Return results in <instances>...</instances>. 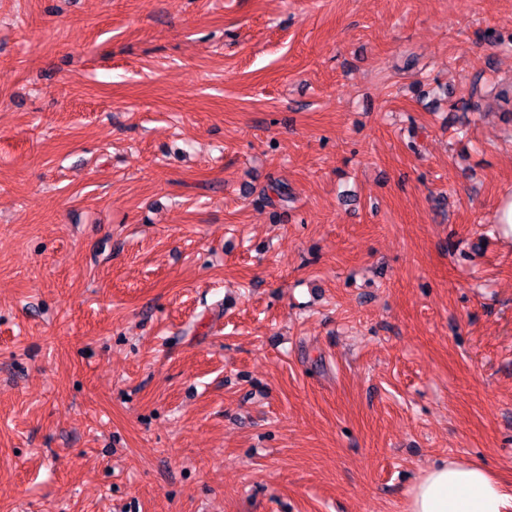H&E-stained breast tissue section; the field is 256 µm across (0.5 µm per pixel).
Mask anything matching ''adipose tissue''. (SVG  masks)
Here are the masks:
<instances>
[{
	"label": "adipose tissue",
	"instance_id": "ef3b65f1",
	"mask_svg": "<svg viewBox=\"0 0 512 512\" xmlns=\"http://www.w3.org/2000/svg\"><path fill=\"white\" fill-rule=\"evenodd\" d=\"M408 512H512V488L482 464L449 459L423 472Z\"/></svg>",
	"mask_w": 512,
	"mask_h": 512
}]
</instances>
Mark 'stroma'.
Returning <instances> with one entry per match:
<instances>
[{
	"mask_svg": "<svg viewBox=\"0 0 512 512\" xmlns=\"http://www.w3.org/2000/svg\"><path fill=\"white\" fill-rule=\"evenodd\" d=\"M508 82L512 0H0V512L512 487Z\"/></svg>",
	"mask_w": 512,
	"mask_h": 512,
	"instance_id": "35a3bbf8",
	"label": "stroma"
}]
</instances>
